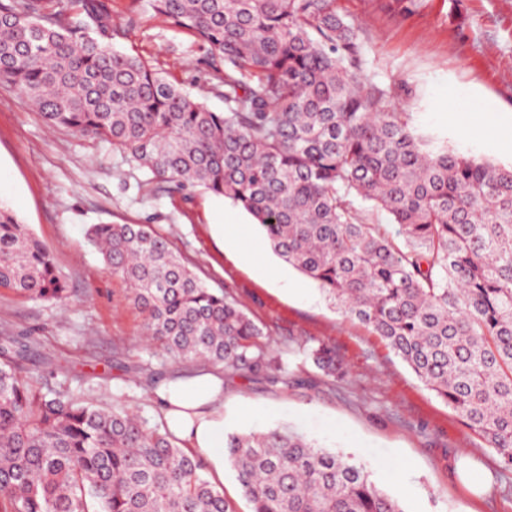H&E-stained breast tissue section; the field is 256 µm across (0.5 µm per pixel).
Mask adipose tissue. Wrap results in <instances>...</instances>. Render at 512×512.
<instances>
[{
	"label": "adipose tissue",
	"mask_w": 512,
	"mask_h": 512,
	"mask_svg": "<svg viewBox=\"0 0 512 512\" xmlns=\"http://www.w3.org/2000/svg\"><path fill=\"white\" fill-rule=\"evenodd\" d=\"M161 412L169 430L209 462V481L221 486L224 472V374L205 371L164 385Z\"/></svg>",
	"instance_id": "ef3b65f1"
}]
</instances>
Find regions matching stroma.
Here are the masks:
<instances>
[{"mask_svg":"<svg viewBox=\"0 0 512 512\" xmlns=\"http://www.w3.org/2000/svg\"><path fill=\"white\" fill-rule=\"evenodd\" d=\"M116 49L141 57L210 110L223 98L206 90L203 54L185 33L146 5L104 0ZM358 24L366 71L392 87L414 126L460 151L512 164L495 136L467 133L461 106H490V121L512 123V0H336ZM0 205L12 210L51 254L70 288L66 304L23 299L0 289V337L30 347L25 374L108 406L121 396L149 426L163 419L147 386L200 372L172 363L142 334L126 283L104 265L87 229L101 223L150 224L211 291L243 304L288 364L289 384L234 378L224 386V430L286 426L368 463L376 481L404 499L407 512H512V474L458 416L415 378L367 327L339 312L316 283L276 255L265 278L223 247L218 226L251 217L202 191L167 192L123 164L110 144L52 128L13 87L0 85ZM302 285L293 294L283 282ZM325 344L346 366L324 376L304 348ZM469 464L485 478L481 494L462 484Z\"/></svg>","mask_w":512,"mask_h":512,"instance_id":"obj_1","label":"stroma"}]
</instances>
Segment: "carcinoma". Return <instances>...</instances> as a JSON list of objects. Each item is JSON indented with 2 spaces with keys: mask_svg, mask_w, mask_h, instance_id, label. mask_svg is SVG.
Wrapping results in <instances>:
<instances>
[{
  "mask_svg": "<svg viewBox=\"0 0 512 512\" xmlns=\"http://www.w3.org/2000/svg\"><path fill=\"white\" fill-rule=\"evenodd\" d=\"M190 33L214 112L112 46L102 0H0V83L47 124L112 144L168 191L200 188L247 212L263 241L368 327L512 470V166L436 146L365 69L335 0H148ZM385 215L386 221L379 219ZM89 236L131 289L146 336L174 363L288 383L263 328L149 224ZM0 288L69 297L50 255L0 206ZM314 364L341 379L329 347ZM0 346V512H237L178 446L120 397L103 407L22 378ZM250 512H406L369 468L286 427L224 437Z\"/></svg>",
  "mask_w": 512,
  "mask_h": 512,
  "instance_id": "carcinoma-1",
  "label": "carcinoma"
}]
</instances>
